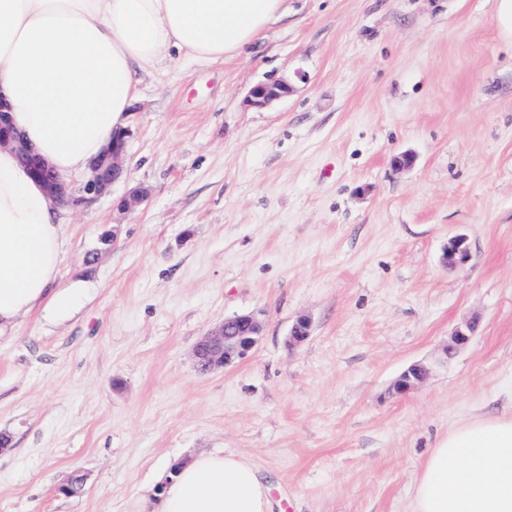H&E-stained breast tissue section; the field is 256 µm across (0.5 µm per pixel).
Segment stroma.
<instances>
[{"label":"stroma","instance_id":"35a3bbf8","mask_svg":"<svg viewBox=\"0 0 512 512\" xmlns=\"http://www.w3.org/2000/svg\"><path fill=\"white\" fill-rule=\"evenodd\" d=\"M496 4L287 0L245 53L142 75L123 180L58 213L57 285L84 283L81 308L0 338V512H154L171 467L216 450L255 465L273 512H408L440 437L512 415V37ZM283 78L288 97L245 106ZM135 186L146 201L97 253ZM456 235L469 258L449 267ZM245 312L263 326L253 352L199 373L197 340ZM302 316L312 333L289 347ZM469 320L471 344L438 364ZM414 363L428 378L392 395Z\"/></svg>","mask_w":512,"mask_h":512}]
</instances>
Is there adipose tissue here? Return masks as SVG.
Instances as JSON below:
<instances>
[{
  "label": "adipose tissue",
  "instance_id": "ef3b65f1",
  "mask_svg": "<svg viewBox=\"0 0 512 512\" xmlns=\"http://www.w3.org/2000/svg\"><path fill=\"white\" fill-rule=\"evenodd\" d=\"M286 13V0H0V91L14 127L67 178L124 129L139 75L160 56L237 55ZM57 211L0 148V333L34 309L61 316L82 302V285L51 288L65 248ZM270 509L255 466L216 452L180 465L158 512ZM409 512H512V416L478 415L441 437Z\"/></svg>",
  "mask_w": 512,
  "mask_h": 512
}]
</instances>
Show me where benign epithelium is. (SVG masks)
Masks as SVG:
<instances>
[{
	"instance_id": "benign-epithelium-1",
	"label": "benign epithelium",
	"mask_w": 512,
	"mask_h": 512,
	"mask_svg": "<svg viewBox=\"0 0 512 512\" xmlns=\"http://www.w3.org/2000/svg\"><path fill=\"white\" fill-rule=\"evenodd\" d=\"M291 85L286 80L262 83L253 86L245 97L247 105L263 108L288 96ZM8 104L0 95V148H12L24 162L33 178L46 190L49 197L63 206L91 204L106 194L124 173L127 132L121 131L112 137V144L91 164L90 173L79 190H74L63 181L39 156L32 153L23 137L10 125L6 117ZM147 191L134 188L117 205L120 213L135 210L146 198ZM468 250L466 238L455 236L448 241L444 252L445 263L460 265L466 262ZM311 320L305 316L298 318L288 333V345L297 347L311 335ZM262 332V324L256 314L239 313L224 318V321L204 336L200 337L192 350L197 370L209 373L215 369L229 367L243 359L257 345ZM473 338V326L464 323L458 326L450 336L448 345L443 349V359L451 358L465 349ZM429 374V368L422 364H413L404 370L393 385V393L404 395L415 389Z\"/></svg>"
}]
</instances>
